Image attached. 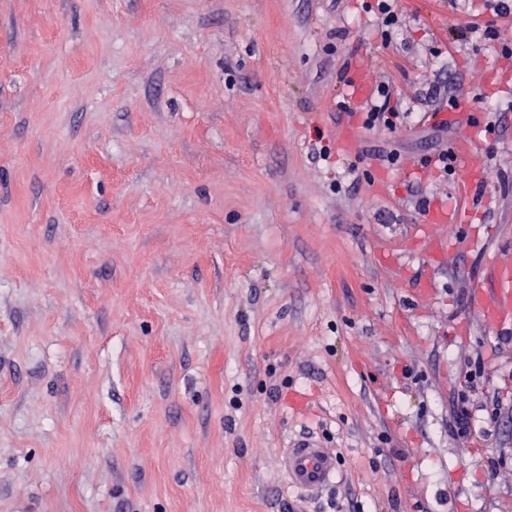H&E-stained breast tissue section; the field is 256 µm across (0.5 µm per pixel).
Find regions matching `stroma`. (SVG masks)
I'll list each match as a JSON object with an SVG mask.
<instances>
[{
	"mask_svg": "<svg viewBox=\"0 0 512 512\" xmlns=\"http://www.w3.org/2000/svg\"><path fill=\"white\" fill-rule=\"evenodd\" d=\"M495 5L0 0V512H512V335L473 300L512 249V22L460 35ZM362 60L404 117L344 153ZM470 121L486 182L435 264L427 160ZM283 469L291 487L316 495L336 478V452L313 437L301 438L285 449Z\"/></svg>",
	"mask_w": 512,
	"mask_h": 512,
	"instance_id": "obj_1",
	"label": "stroma"
}]
</instances>
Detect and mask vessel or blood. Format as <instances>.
<instances>
[{"label":"vessel or blood","mask_w":512,"mask_h":512,"mask_svg":"<svg viewBox=\"0 0 512 512\" xmlns=\"http://www.w3.org/2000/svg\"><path fill=\"white\" fill-rule=\"evenodd\" d=\"M482 129L470 127L455 143V153L467 171V178L457 187L459 197H468L484 180L483 170L475 163V147ZM489 278L474 293L479 317L495 328L512 333V258L502 255L488 267ZM283 469L289 485L315 495L336 478V453L320 441L305 437L293 442L283 456Z\"/></svg>","instance_id":"vessel-or-blood-1"}]
</instances>
